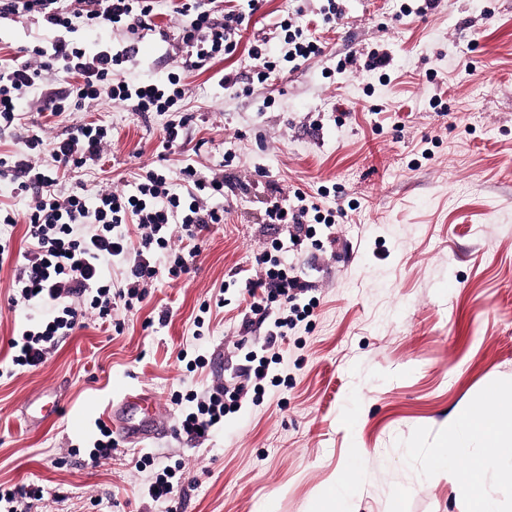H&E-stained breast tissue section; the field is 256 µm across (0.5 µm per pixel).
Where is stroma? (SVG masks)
<instances>
[{
	"label": "stroma",
	"mask_w": 512,
	"mask_h": 512,
	"mask_svg": "<svg viewBox=\"0 0 512 512\" xmlns=\"http://www.w3.org/2000/svg\"><path fill=\"white\" fill-rule=\"evenodd\" d=\"M326 5L262 0L243 47L286 16L324 53L260 83L242 48L228 61L239 76L230 89L213 69L182 72L190 48L167 13L135 35L0 18L6 68L66 37L89 52L133 47L129 81L181 72L193 152L168 154V172L190 163L223 170L226 183L224 221L199 236L189 274L160 278L140 310L116 309L122 334L86 311L39 367L9 366L8 341L55 311L13 302V272L0 268V488L41 486L31 512H311L354 448L366 461L352 512H469L466 489L429 476L428 464L471 402L491 390L512 399V0H438L421 17L400 16L399 0H339L331 25ZM375 48L392 58L388 79L358 61ZM67 89L45 71L0 129V155L32 132L52 139L97 120L112 129L104 165L60 183H83L91 198L130 190L155 166L173 113L144 117L107 99L52 113ZM321 190V208L346 218L295 240L267 223L272 202ZM261 254L309 282L296 306L318 302L272 351L273 323L254 317L245 288ZM261 358L270 384L258 394L247 371ZM220 383L243 387L239 410L206 437L177 433L174 394ZM53 391L60 411L26 421L27 403ZM133 391L155 399L163 432L90 460L101 428L139 419L122 405ZM140 452L150 461L138 469ZM168 467L179 470L177 494L153 500L150 480Z\"/></svg>",
	"instance_id": "stroma-1"
}]
</instances>
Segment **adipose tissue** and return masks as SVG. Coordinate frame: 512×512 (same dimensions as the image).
<instances>
[{"instance_id":"ef3b65f1","label":"adipose tissue","mask_w":512,"mask_h":512,"mask_svg":"<svg viewBox=\"0 0 512 512\" xmlns=\"http://www.w3.org/2000/svg\"><path fill=\"white\" fill-rule=\"evenodd\" d=\"M471 439L483 442L484 458L467 456ZM448 442V448L434 451L431 474L460 479L470 495L471 512H497L495 502L484 493V481L492 470L503 478L512 476V403L485 398L470 404L451 423Z\"/></svg>"}]
</instances>
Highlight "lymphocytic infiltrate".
Returning <instances> with one entry per match:
<instances>
[{"label":"lymphocytic infiltrate","instance_id":"obj_1","mask_svg":"<svg viewBox=\"0 0 512 512\" xmlns=\"http://www.w3.org/2000/svg\"><path fill=\"white\" fill-rule=\"evenodd\" d=\"M247 2V9H227L218 20L205 0H77L78 6L72 10L65 0H0V17L33 14L62 27L77 17L93 27L122 28L134 34L153 30L155 17L166 6L183 19L180 36L192 46L183 68L190 71L235 55L251 12L259 8V0ZM276 27L283 32L287 46L282 56H268L262 38L250 42L247 48L248 55L262 63L256 74L261 83L287 66H300L323 53L322 43L305 36L290 20H280ZM32 53L33 61L0 72V126L13 125L19 102L42 72L51 67L76 80L55 104L58 112L65 106L77 107L102 97L130 103L133 111L142 114L173 112L186 94L181 76L175 72L161 81L131 82L121 78L131 57L127 47H106L89 53L58 39L50 48L36 47ZM111 138V128L87 122L73 127L66 137L50 141L37 133L28 135L18 151L0 158V174L9 176L15 195L29 200L25 209L0 210V223L25 225L31 244L28 251L17 254L10 241L0 240V267H15L14 299L58 307L51 320L22 327L11 339L14 365L40 366L48 345L76 328L80 313L66 305L67 297L88 298L102 323L121 329V322L112 319L115 304L133 310L145 300L149 283L159 275L174 279L188 273L200 254L195 240L203 231L224 221L223 209L201 205L198 199L202 191L223 197V174L205 176L191 165L181 169L177 184L165 171L152 168L141 175L132 193H101L91 201L79 183L71 185L67 192H57L59 172L99 163ZM43 155L50 157V164L40 163ZM296 199L293 205L284 201L271 205L266 211L269 223L289 224L296 229L310 218L318 224L334 223V216L319 214L318 204H307L305 194H297ZM130 222L140 231L138 241H131L124 229ZM176 234L191 242V249H172L171 239ZM116 261L126 266L123 287L117 292L106 277L108 267ZM258 262L264 270L261 278L248 285L249 293L256 296L251 310L264 318L273 317V308L281 310L280 317H273L275 329L266 338L267 346L272 348L279 339V329L288 325L286 310L293 292L303 290L305 284L289 276L279 263L268 262L263 256ZM184 399L191 408L181 415L179 429L194 436L223 426L225 416L238 410L241 391L219 385L202 395L187 393Z\"/></svg>","mask_w":512,"mask_h":512}]
</instances>
